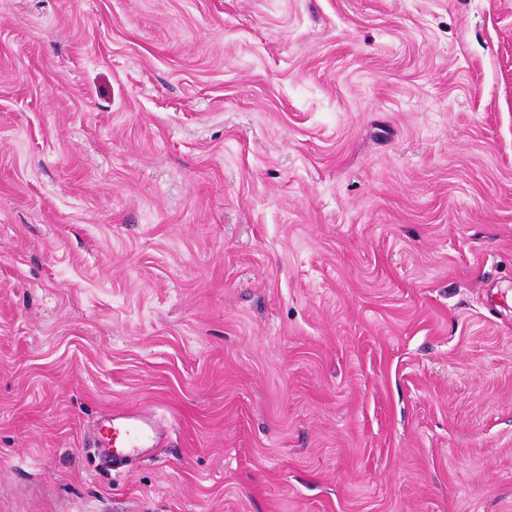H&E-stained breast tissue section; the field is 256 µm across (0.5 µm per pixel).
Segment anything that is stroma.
Instances as JSON below:
<instances>
[{"instance_id": "1", "label": "stroma", "mask_w": 512, "mask_h": 512, "mask_svg": "<svg viewBox=\"0 0 512 512\" xmlns=\"http://www.w3.org/2000/svg\"><path fill=\"white\" fill-rule=\"evenodd\" d=\"M0 512H512V0H0ZM153 422L137 410L113 413L112 420L98 429V445L114 464L139 453L157 438Z\"/></svg>"}]
</instances>
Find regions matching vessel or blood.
I'll use <instances>...</instances> for the list:
<instances>
[{
  "instance_id": "vessel-or-blood-1",
  "label": "vessel or blood",
  "mask_w": 512,
  "mask_h": 512,
  "mask_svg": "<svg viewBox=\"0 0 512 512\" xmlns=\"http://www.w3.org/2000/svg\"><path fill=\"white\" fill-rule=\"evenodd\" d=\"M157 437V428L144 414L130 410L113 415L111 421L98 429V442L102 453L113 462L138 454Z\"/></svg>"
}]
</instances>
